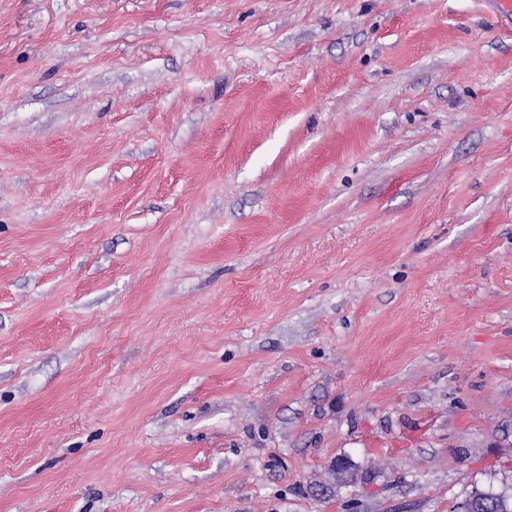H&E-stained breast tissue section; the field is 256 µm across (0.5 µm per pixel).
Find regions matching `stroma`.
I'll return each mask as SVG.
<instances>
[{
  "instance_id": "stroma-1",
  "label": "stroma",
  "mask_w": 512,
  "mask_h": 512,
  "mask_svg": "<svg viewBox=\"0 0 512 512\" xmlns=\"http://www.w3.org/2000/svg\"><path fill=\"white\" fill-rule=\"evenodd\" d=\"M512 498V25L486 0H0V512Z\"/></svg>"
}]
</instances>
